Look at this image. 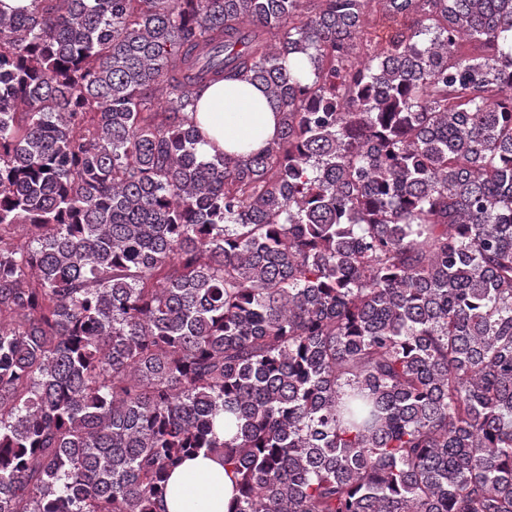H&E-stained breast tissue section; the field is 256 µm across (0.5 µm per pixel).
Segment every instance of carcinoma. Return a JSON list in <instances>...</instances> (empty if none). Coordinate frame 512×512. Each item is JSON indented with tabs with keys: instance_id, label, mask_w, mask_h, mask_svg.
Here are the masks:
<instances>
[{
	"instance_id": "cac0c4a2",
	"label": "carcinoma",
	"mask_w": 512,
	"mask_h": 512,
	"mask_svg": "<svg viewBox=\"0 0 512 512\" xmlns=\"http://www.w3.org/2000/svg\"><path fill=\"white\" fill-rule=\"evenodd\" d=\"M33 2L0 13V512H163L200 452L229 512H512V0ZM229 79L280 132L208 158Z\"/></svg>"
}]
</instances>
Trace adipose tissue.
Wrapping results in <instances>:
<instances>
[{"label": "adipose tissue", "instance_id": "obj_1", "mask_svg": "<svg viewBox=\"0 0 512 512\" xmlns=\"http://www.w3.org/2000/svg\"><path fill=\"white\" fill-rule=\"evenodd\" d=\"M194 122L207 156L264 149L279 129V116L263 88L221 81L201 96ZM166 512H227L235 491L218 455L187 458L171 472Z\"/></svg>", "mask_w": 512, "mask_h": 512}]
</instances>
